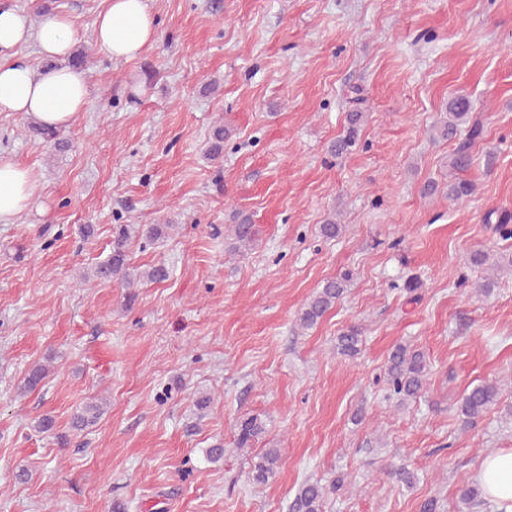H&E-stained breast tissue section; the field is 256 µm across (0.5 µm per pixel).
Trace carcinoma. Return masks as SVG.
<instances>
[{
  "label": "carcinoma",
  "mask_w": 512,
  "mask_h": 512,
  "mask_svg": "<svg viewBox=\"0 0 512 512\" xmlns=\"http://www.w3.org/2000/svg\"><path fill=\"white\" fill-rule=\"evenodd\" d=\"M473 104L469 97L458 95L448 102L445 111L439 113L431 127L433 137L441 140H454L460 132V127L466 123ZM366 113L354 111L348 113L345 132L336 138L329 146L331 155L341 158L352 151L359 138V133L364 125ZM32 131L43 141L50 144L56 152L69 150L70 143L61 137L58 130L41 124L31 125ZM480 124L473 123L465 139L456 143L451 157V165L454 169L465 171L473 163L472 145L481 135ZM231 136L229 129L218 124L212 128L210 135V148L208 156L212 160L223 157L224 140ZM474 184L459 180L446 187V195L452 201H458L471 195ZM173 228L171 224H125L120 226L118 232L112 237L110 252L107 256L91 266L87 276L96 278L102 282H110L114 279L121 281L126 287L132 288L136 284L162 282L168 277V270L163 265L150 267H134L129 263V241L136 233L152 241H158L169 234ZM345 225L336 222V217L331 216L319 225L320 235L328 240L340 236ZM229 251L233 254L244 256L253 250L257 243L256 230L251 219L246 215H240L238 222L229 229ZM489 257L483 252H476L470 257V263L474 266L489 265L490 274L484 277L483 283L478 285V291L488 294L496 284L499 275L506 273L512 275V257H503L493 264H488ZM353 279V273L344 271L334 277L327 278L317 288L304 304L298 314L299 326L308 329L324 316V314L340 301ZM363 329L358 325H350L336 336L337 354L353 359L361 351ZM49 368L42 364L32 365L25 377L21 390L29 392L41 386L48 377ZM430 364L423 352L411 347L407 343H399L391 350L384 369V377L388 389V398L396 400L403 405L408 401L421 397L426 392ZM500 384L498 382H484L473 386L461 397L458 407L459 415L465 424L470 425L482 418L498 402ZM102 415V408L92 403L81 412L75 414L71 420L72 431L82 433L94 425ZM265 427L258 417L243 418L236 424V447L251 448L262 438ZM280 462V452L277 448H268L253 463L252 480L257 484H264L272 478ZM327 497V488L318 481H306L302 483L289 506V512H323V504ZM460 500L463 508L458 512H471V510L486 505L483 492L479 484L473 483L462 490Z\"/></svg>",
  "instance_id": "carcinoma-1"
}]
</instances>
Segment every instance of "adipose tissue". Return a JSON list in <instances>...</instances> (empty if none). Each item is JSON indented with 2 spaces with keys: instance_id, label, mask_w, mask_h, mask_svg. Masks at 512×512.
Masks as SVG:
<instances>
[{
  "instance_id": "1",
  "label": "adipose tissue",
  "mask_w": 512,
  "mask_h": 512,
  "mask_svg": "<svg viewBox=\"0 0 512 512\" xmlns=\"http://www.w3.org/2000/svg\"><path fill=\"white\" fill-rule=\"evenodd\" d=\"M96 41L115 59L136 57L155 38L154 20L145 0H105L93 22ZM69 17L53 15L29 25L16 11L0 10V53L35 44L46 59L66 57L72 49ZM89 98L86 73L59 67L34 70L23 57L0 63V112L35 117L64 129L82 112ZM36 178L31 169L0 158V222L9 223L28 208ZM485 497L512 512V450L485 457L478 473Z\"/></svg>"
}]
</instances>
